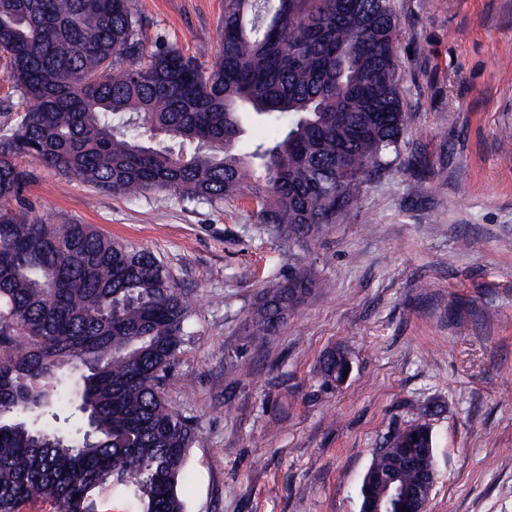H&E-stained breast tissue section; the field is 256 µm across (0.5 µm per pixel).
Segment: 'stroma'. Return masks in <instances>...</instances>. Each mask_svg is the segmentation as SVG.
Returning <instances> with one entry per match:
<instances>
[{
  "label": "stroma",
  "instance_id": "obj_1",
  "mask_svg": "<svg viewBox=\"0 0 512 512\" xmlns=\"http://www.w3.org/2000/svg\"><path fill=\"white\" fill-rule=\"evenodd\" d=\"M407 126L394 163L312 247L250 199L96 191L37 163L29 218L77 220L153 252L196 300L167 390L198 429L185 512H358L385 437L438 404L430 512H512V0H390ZM146 48L210 64L224 0H134ZM425 160L416 174L410 156ZM321 289L264 344L246 317L299 263ZM347 350L339 386L323 354Z\"/></svg>",
  "mask_w": 512,
  "mask_h": 512
}]
</instances>
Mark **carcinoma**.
Here are the masks:
<instances>
[{
    "instance_id": "cac0c4a2",
    "label": "carcinoma",
    "mask_w": 512,
    "mask_h": 512,
    "mask_svg": "<svg viewBox=\"0 0 512 512\" xmlns=\"http://www.w3.org/2000/svg\"><path fill=\"white\" fill-rule=\"evenodd\" d=\"M389 0H224L204 65L145 50L132 0H0V67L18 101L0 133V512L50 500L94 512L125 486L143 512H185L178 488L193 424L166 391L190 343L194 300L153 253L79 221L22 213L28 159L116 195L221 203L246 195L255 223L309 250L390 166L406 125ZM129 119L115 122L118 115ZM249 117L287 118L243 150ZM204 146L190 154L157 136ZM323 286L301 264L263 289L246 335L263 342ZM336 349L320 373L342 380ZM396 430L358 487L359 512L405 456L436 454L426 417Z\"/></svg>"
}]
</instances>
